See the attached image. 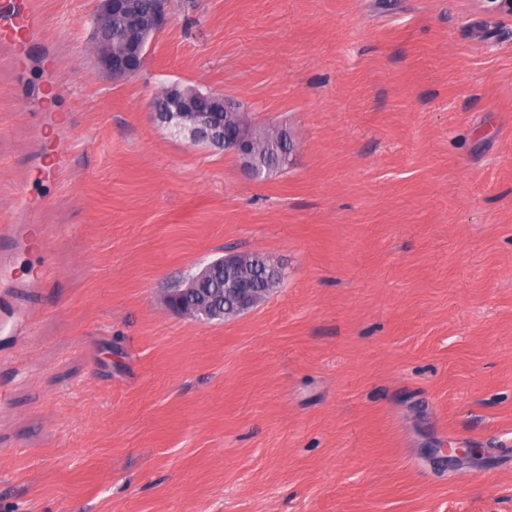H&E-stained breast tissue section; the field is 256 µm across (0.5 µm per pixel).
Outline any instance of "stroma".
<instances>
[{
	"label": "stroma",
	"mask_w": 512,
	"mask_h": 512,
	"mask_svg": "<svg viewBox=\"0 0 512 512\" xmlns=\"http://www.w3.org/2000/svg\"><path fill=\"white\" fill-rule=\"evenodd\" d=\"M97 5L38 0L44 38L0 42V225L42 232L0 296V323L34 317L0 333V512H512V17L171 0L117 81ZM176 81L290 128L288 169L171 136L146 105ZM230 247L281 287L173 312ZM220 258L209 262L187 279V276H184L170 288L171 299L178 301L180 304L184 300L179 294L194 300L198 310L197 316L195 318L194 314L189 313L187 317L197 320L223 321L226 318L243 314L254 307L243 308L238 305L237 301L241 295V288L229 287L224 279V269L221 268V261H217ZM203 269L205 271L202 272Z\"/></svg>",
	"instance_id": "35a3bbf8"
}]
</instances>
